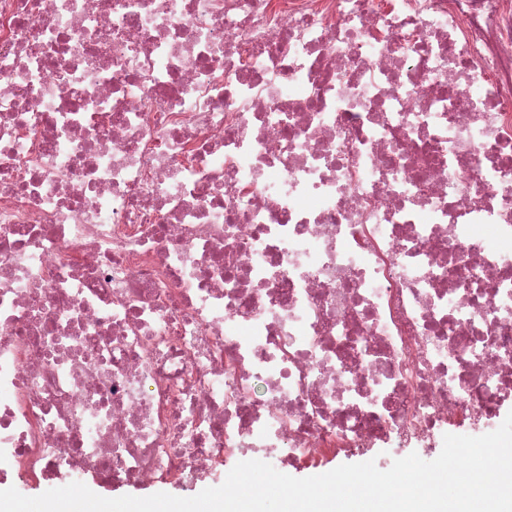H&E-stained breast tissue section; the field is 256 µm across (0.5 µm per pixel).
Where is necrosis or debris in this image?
<instances>
[{"label": "necrosis or debris", "mask_w": 512, "mask_h": 512, "mask_svg": "<svg viewBox=\"0 0 512 512\" xmlns=\"http://www.w3.org/2000/svg\"><path fill=\"white\" fill-rule=\"evenodd\" d=\"M511 412L512 0H0V488Z\"/></svg>", "instance_id": "necrosis-or-debris-1"}]
</instances>
